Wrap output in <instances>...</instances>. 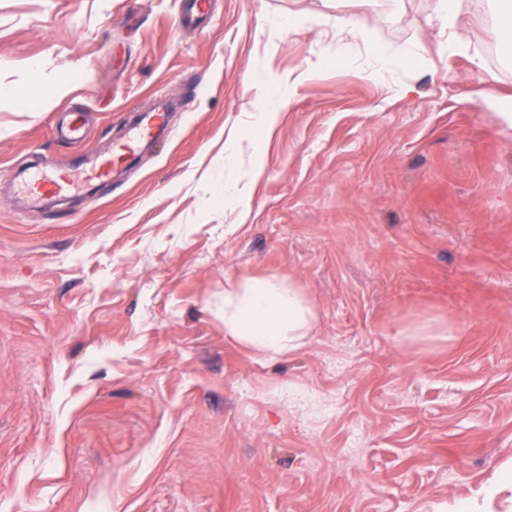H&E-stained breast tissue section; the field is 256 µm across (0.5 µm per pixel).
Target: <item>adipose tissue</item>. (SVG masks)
<instances>
[{
	"label": "adipose tissue",
	"instance_id": "ef3b65f1",
	"mask_svg": "<svg viewBox=\"0 0 512 512\" xmlns=\"http://www.w3.org/2000/svg\"><path fill=\"white\" fill-rule=\"evenodd\" d=\"M437 18L448 51L466 48L471 28L460 0H438ZM316 316L305 290L276 275L245 276L224 291L225 337L267 361L301 349Z\"/></svg>",
	"mask_w": 512,
	"mask_h": 512
}]
</instances>
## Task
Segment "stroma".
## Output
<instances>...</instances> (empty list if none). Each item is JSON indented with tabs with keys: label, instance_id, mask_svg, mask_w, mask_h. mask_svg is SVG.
<instances>
[{
	"label": "stroma",
	"instance_id": "stroma-1",
	"mask_svg": "<svg viewBox=\"0 0 512 512\" xmlns=\"http://www.w3.org/2000/svg\"><path fill=\"white\" fill-rule=\"evenodd\" d=\"M461 6L451 54L436 0H0V86L29 95L0 100V512H506L512 61L493 0ZM164 101L93 192L22 202V172L93 167ZM245 274L314 302L288 358L225 339ZM437 18L440 35L445 37V47L454 53L466 48L470 40L471 28L460 7L459 0H438ZM281 102V96L278 91L270 93L267 96L266 102L261 109V112H256L253 115L252 121L244 128L242 136H247L248 129L254 128L258 131L269 132L275 122L277 116V108ZM166 122L167 114L165 112L146 114L139 122L129 128L125 142L121 147L134 151L143 144L148 143L152 139L154 129L164 126Z\"/></svg>",
	"mask_w": 512,
	"mask_h": 512
}]
</instances>
